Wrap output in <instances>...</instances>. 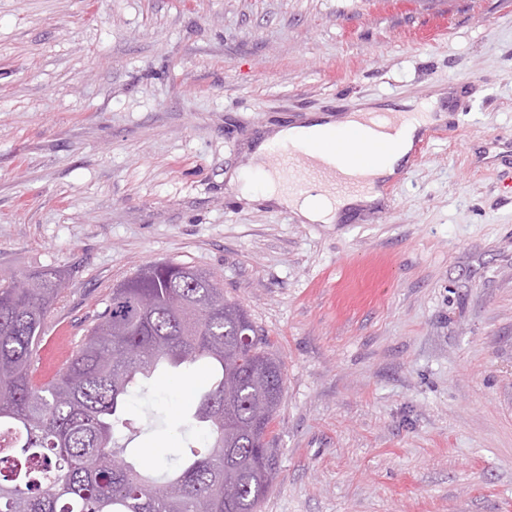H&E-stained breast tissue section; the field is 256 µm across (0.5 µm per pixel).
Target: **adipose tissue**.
Instances as JSON below:
<instances>
[{
    "mask_svg": "<svg viewBox=\"0 0 512 512\" xmlns=\"http://www.w3.org/2000/svg\"><path fill=\"white\" fill-rule=\"evenodd\" d=\"M443 91H435L428 100L412 104L411 109L421 112L420 120L403 125L391 139L390 148L372 162V176L382 179L395 177L408 160L418 134L424 126L435 123ZM354 124L352 115H344L336 120L322 118L302 124L285 125L274 134L257 143L252 148L251 162L254 171L265 177L262 201L290 210L304 224H333L346 210L381 200L376 190L358 191L343 194L328 192L310 193L288 190L280 174L275 146L292 145L306 153H313L317 144L329 136H342Z\"/></svg>",
    "mask_w": 512,
    "mask_h": 512,
    "instance_id": "adipose-tissue-1",
    "label": "adipose tissue"
}]
</instances>
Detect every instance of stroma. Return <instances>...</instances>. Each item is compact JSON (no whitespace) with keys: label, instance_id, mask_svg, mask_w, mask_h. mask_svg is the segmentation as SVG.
<instances>
[{"label":"stroma","instance_id":"1","mask_svg":"<svg viewBox=\"0 0 512 512\" xmlns=\"http://www.w3.org/2000/svg\"><path fill=\"white\" fill-rule=\"evenodd\" d=\"M453 88L391 198L303 224L249 147ZM210 272L284 368L261 512H512V0H0V273L62 270L51 372L117 281ZM207 377L129 415L154 464Z\"/></svg>","mask_w":512,"mask_h":512}]
</instances>
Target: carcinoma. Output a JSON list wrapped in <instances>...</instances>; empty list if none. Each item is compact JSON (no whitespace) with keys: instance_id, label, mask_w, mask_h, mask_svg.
<instances>
[{"instance_id":"carcinoma-1","label":"carcinoma","mask_w":512,"mask_h":512,"mask_svg":"<svg viewBox=\"0 0 512 512\" xmlns=\"http://www.w3.org/2000/svg\"><path fill=\"white\" fill-rule=\"evenodd\" d=\"M65 275H0V512H257L277 471L268 435L282 363L210 274L153 262L112 287L55 375L39 348ZM205 362L214 374L174 465L154 470L122 435L133 395ZM234 386L224 401V386Z\"/></svg>"}]
</instances>
